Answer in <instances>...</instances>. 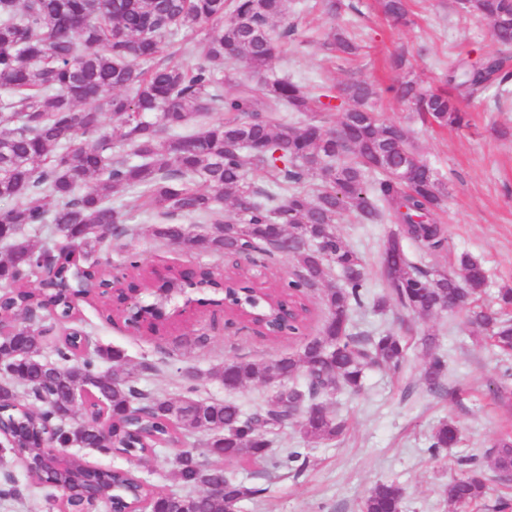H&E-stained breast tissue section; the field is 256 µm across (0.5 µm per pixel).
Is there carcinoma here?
Wrapping results in <instances>:
<instances>
[{
  "label": "carcinoma",
  "instance_id": "carcinoma-1",
  "mask_svg": "<svg viewBox=\"0 0 512 512\" xmlns=\"http://www.w3.org/2000/svg\"><path fill=\"white\" fill-rule=\"evenodd\" d=\"M286 0H0V238L8 245L0 259L3 311L38 308L49 301L67 316L68 296L81 291L71 269L59 272L60 290H46L34 270L45 255L21 236L25 226L47 232L53 255L75 243L85 265L104 248L112 225L125 224L134 211L153 216L152 237L176 243L191 237L196 252L215 262L243 252L282 255L296 265L293 277L277 293L256 291L249 309L275 334L290 336L307 327L311 310L301 301L337 269L342 287L328 285L321 298L319 334L306 338L301 353L272 362L230 359L209 372L227 390L246 383L267 384L283 373L304 376L302 385H276L266 404L245 411L232 400H203L187 389L178 398L148 393L136 375L123 371L115 380L101 369L126 364L124 352L99 348L95 358L77 353L67 341L54 346L55 360L44 357L45 342L35 331L18 330L0 338L4 358L21 361L17 397L0 404V421L37 443L38 428L49 420L72 448L111 447L101 438L96 419L62 426L59 414L76 396L91 390L117 417L115 431L133 450L149 453L206 437L207 453L228 464L268 457L273 438L288 425L308 441H331L343 426L326 406L331 383L352 392L362 388L373 366L401 370L407 340L391 332L378 336L351 331V315L364 305L367 278L363 256L337 233L336 224L354 216L366 224L388 219L401 226L389 237L381 258L386 295L377 302L417 316L443 310L446 297H467L470 325L486 331L503 355H512V286L498 289V313L480 304L487 286L484 267L470 255L457 257L456 270H423L404 250L402 238L430 251L445 247L440 222L447 188L421 158L400 123L385 121L369 106L379 95L365 79L342 85L341 105L329 94L310 91L287 77L266 75L271 60L292 41L285 24ZM385 16L399 25L412 23L409 0H380ZM466 14L488 21L493 40L512 46V0H472ZM212 32L199 36L205 24ZM172 47L196 59L181 66L166 59ZM324 47L329 56L351 63L360 53L356 35L334 26ZM512 72L496 56L472 63L461 59L448 69L444 88L432 90L405 78L389 88L399 103L440 127L467 123L460 101L495 85L507 92ZM232 90H224L225 86ZM339 112L345 134L336 138L325 113ZM307 120L291 123L287 113ZM261 169L267 183L250 175ZM237 217L225 219L224 201ZM205 228L191 233L181 220ZM291 241L280 248L271 225ZM448 360L433 354L424 370L429 391L448 392ZM459 429L440 422L431 435L434 450L452 448ZM490 468L512 470V444L489 452ZM300 449L274 461L281 470H302ZM459 473L448 485L449 499L460 505L485 494L483 467L472 458L457 461ZM26 471L31 485L70 481L84 470ZM224 482V493L202 490L203 476ZM174 478L183 494H156L154 512H236L246 498L264 492L247 487L223 469L205 470L193 451H182ZM131 478L105 472L93 490L107 499L130 496ZM404 491L395 482L376 484L360 504L361 512H403Z\"/></svg>",
  "mask_w": 512,
  "mask_h": 512
}]
</instances>
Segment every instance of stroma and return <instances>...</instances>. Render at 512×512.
I'll use <instances>...</instances> for the list:
<instances>
[{"mask_svg":"<svg viewBox=\"0 0 512 512\" xmlns=\"http://www.w3.org/2000/svg\"><path fill=\"white\" fill-rule=\"evenodd\" d=\"M353 8L333 21L320 9V0H288L289 21L298 29L301 47L277 56L274 73L302 81L308 87L341 85L351 78L373 81L380 89L371 106L382 119L407 127L419 152L445 181L446 206L441 213L448 243L429 253L412 240L404 247L424 269L452 270L457 255L471 254L485 267L489 286L482 297L494 305L495 292L512 285V93L489 89L464 100L468 126L441 128L422 121L397 102L388 88L402 77L438 86L440 74L458 59L480 61L500 55L512 71V50L499 52L489 25L481 18L460 14L452 0H414L415 23L397 27L386 20L377 0H351ZM355 25L364 45L357 65L349 67L329 58L322 44L334 24ZM405 52V71L392 72L384 61L394 52ZM132 235L113 237L99 255L101 262L136 280L129 254L158 269L193 267L205 263L202 255L186 252L182 245H161L151 235L149 216L132 214ZM337 230L365 260L368 303L352 315L355 333L392 331L408 337L411 347L405 367L395 373L381 367L368 369L359 392L338 390L328 405L346 430L339 439L304 443L295 428L275 439L273 456L304 448L307 464L302 472L273 470L265 462L229 465L227 474L251 486L262 487L261 497L243 501L237 512H359L363 498L378 482L393 480L404 489V512H512V482L491 477L484 503L461 507L448 498V484L455 462L467 456L483 457L499 440H512V397L494 395L506 363L483 337L481 329L468 325L462 312L443 311L418 317L390 306L378 309L375 299L384 292L380 254L386 238L398 225L381 222L360 224L344 219ZM77 326L92 345L124 351L141 388L170 398L195 387L199 399L237 400L245 410L263 406L269 387L248 383L225 390L208 374L224 360L245 357L272 361L300 349L299 341L273 343L238 326L213 325L214 306L195 302L179 317L166 336L138 333L123 320L107 322L97 300L80 301ZM433 336L438 351L448 356L447 396L431 393L422 377L429 359L421 345ZM207 337L199 345L198 337ZM454 422L461 441L452 448L431 453L430 437L439 421ZM176 449L164 448L147 458L129 459L96 448L81 449L88 466L133 471L156 492H179L173 476Z\"/></svg>","mask_w":512,"mask_h":512,"instance_id":"35a3bbf8","label":"stroma"}]
</instances>
